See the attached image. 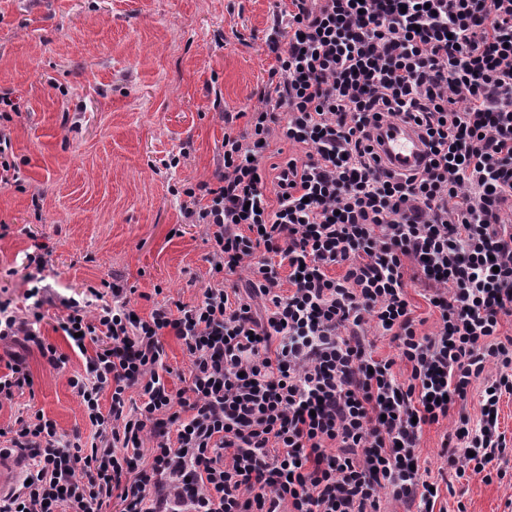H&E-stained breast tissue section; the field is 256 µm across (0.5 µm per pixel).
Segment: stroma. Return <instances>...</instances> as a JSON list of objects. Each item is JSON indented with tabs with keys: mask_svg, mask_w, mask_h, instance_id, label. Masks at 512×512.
<instances>
[{
	"mask_svg": "<svg viewBox=\"0 0 512 512\" xmlns=\"http://www.w3.org/2000/svg\"><path fill=\"white\" fill-rule=\"evenodd\" d=\"M276 0H0V98L17 182L0 184V296L25 308V256L45 247L40 277L58 294L119 277L140 316L168 298L193 304L214 278L205 227L184 216L185 183L213 180L226 130L247 113L276 61L266 37ZM177 167H168L171 157ZM45 310L43 340L67 357L51 366L34 344H0L34 379L0 402V429L42 411L59 433L92 430L69 386L86 358ZM450 420L424 426L422 465L446 484L437 512H512V480H456L440 453Z\"/></svg>",
	"mask_w": 512,
	"mask_h": 512,
	"instance_id": "stroma-1",
	"label": "stroma"
}]
</instances>
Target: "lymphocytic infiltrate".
I'll return each mask as SVG.
<instances>
[{"instance_id":"obj_1","label":"lymphocytic infiltrate","mask_w":512,"mask_h":512,"mask_svg":"<svg viewBox=\"0 0 512 512\" xmlns=\"http://www.w3.org/2000/svg\"><path fill=\"white\" fill-rule=\"evenodd\" d=\"M266 46L277 65L248 132L225 133L214 181L183 190L209 264L223 278L246 271L245 288L222 279L146 318L119 280L79 301L30 288L23 317L0 301V343L26 337L56 367L66 358L36 327L45 307L61 308L58 329L87 356L69 384L93 429L86 444L42 412L17 418L9 443L32 466L0 512H104L113 500L119 512H377L384 492L433 512L439 494L416 453L423 427L478 382L481 417L459 414L442 456L456 477L492 464L505 477L512 0H289ZM394 122L427 147L413 169L379 153ZM276 139L302 154L271 170ZM408 263L431 289L434 333L417 331ZM370 323L397 360L374 357ZM168 331L190 359L175 392Z\"/></svg>"}]
</instances>
